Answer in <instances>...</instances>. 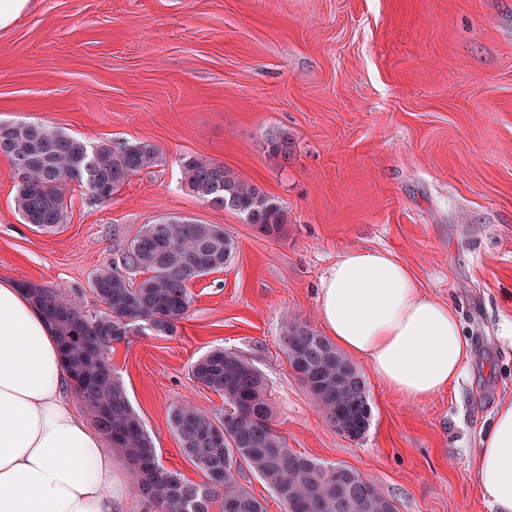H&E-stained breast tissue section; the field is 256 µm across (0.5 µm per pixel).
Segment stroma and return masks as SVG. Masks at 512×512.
Returning a JSON list of instances; mask_svg holds the SVG:
<instances>
[{"instance_id":"obj_1","label":"stroma","mask_w":512,"mask_h":512,"mask_svg":"<svg viewBox=\"0 0 512 512\" xmlns=\"http://www.w3.org/2000/svg\"><path fill=\"white\" fill-rule=\"evenodd\" d=\"M0 122H43L113 148L141 141L161 162L111 202L67 193L64 224H25L0 155V277L79 299L99 268H121L129 234L181 218L224 226L236 249L190 284L173 335L113 344L112 366L161 463L205 476L170 427L174 406L222 397L191 365L223 348L268 382L289 448L346 465L399 512H492L479 495L480 428L512 401V0H34L0 31ZM288 132L289 160L266 138ZM224 164L285 209L273 240L197 198L179 160ZM350 248L388 249L422 292L456 309L471 355L447 391L408 401L367 362L362 438L329 425L292 376L287 316L320 328L321 278Z\"/></svg>"}]
</instances>
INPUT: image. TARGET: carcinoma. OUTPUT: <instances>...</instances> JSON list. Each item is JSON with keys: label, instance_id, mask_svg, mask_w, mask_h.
Here are the masks:
<instances>
[{"label": "carcinoma", "instance_id": "cac0c4a2", "mask_svg": "<svg viewBox=\"0 0 512 512\" xmlns=\"http://www.w3.org/2000/svg\"><path fill=\"white\" fill-rule=\"evenodd\" d=\"M270 151L288 159V135L267 139ZM0 154L17 180L15 208L25 223L44 231L64 223L68 188L85 187L99 203L131 176L160 162L159 149L146 142L114 150L96 146L62 129L34 122H0ZM185 185L211 204L242 214L265 236L286 230L283 207L258 185L220 163L185 156ZM22 171L23 176L16 175ZM235 250L234 238L217 224L162 220L143 224L132 235L123 272L104 268L90 288L103 304L92 315L77 301L32 282L20 286L53 324L78 395L96 427L112 436V450L130 463L138 496L154 512H266L241 483L243 468L264 482L286 512H398L393 499L355 470L326 464L288 448L276 429L263 375L233 351L215 349L191 368L192 378L224 398L226 409L204 414L177 405L170 426L186 457L206 476L202 485L163 466L154 441L133 410L108 351L132 330L147 325L160 336L173 334L191 305L189 285L221 270ZM147 272L140 283L132 277ZM280 345L292 375L306 388L325 419L351 439L371 421L369 390L357 365L306 322L289 319Z\"/></svg>", "mask_w": 512, "mask_h": 512}]
</instances>
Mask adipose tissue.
<instances>
[{"instance_id":"1","label":"adipose tissue","mask_w":512,"mask_h":512,"mask_svg":"<svg viewBox=\"0 0 512 512\" xmlns=\"http://www.w3.org/2000/svg\"><path fill=\"white\" fill-rule=\"evenodd\" d=\"M332 341L410 401L447 391L471 354L453 306L424 295L391 251L346 250L319 285ZM56 332L25 290L0 278V512H125V472L104 434L72 406ZM476 479L512 512V402L482 429Z\"/></svg>"}]
</instances>
